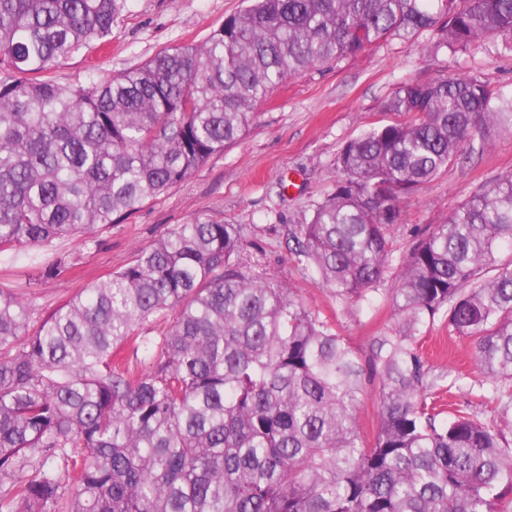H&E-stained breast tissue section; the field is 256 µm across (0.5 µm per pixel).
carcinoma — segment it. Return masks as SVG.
I'll return each mask as SVG.
<instances>
[{
  "label": "carcinoma",
  "instance_id": "carcinoma-1",
  "mask_svg": "<svg viewBox=\"0 0 512 512\" xmlns=\"http://www.w3.org/2000/svg\"><path fill=\"white\" fill-rule=\"evenodd\" d=\"M127 0H0V254L92 237L182 183L254 123L286 78L389 36L512 56V0H250L198 44L105 82L34 75L111 35ZM392 119L346 142L334 191L288 229L337 300L394 270L398 325L369 365L290 290L244 266L242 229L178 224L60 304L0 288V512H508L512 506V171L393 264L401 202L475 137L512 126L477 76L409 80ZM58 252L41 269L74 266ZM144 368L113 362L137 327ZM507 398L494 424L444 409L417 342L435 318ZM377 383L373 439L357 410Z\"/></svg>",
  "mask_w": 512,
  "mask_h": 512
}]
</instances>
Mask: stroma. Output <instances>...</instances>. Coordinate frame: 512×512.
Returning <instances> with one entry per match:
<instances>
[{"mask_svg":"<svg viewBox=\"0 0 512 512\" xmlns=\"http://www.w3.org/2000/svg\"><path fill=\"white\" fill-rule=\"evenodd\" d=\"M246 0H128L121 21L105 43L81 50L51 70L61 84L104 81L142 66L165 48L203 40ZM425 35L390 37L363 52L289 77L258 105L251 129L188 180L145 202L121 223L98 233L96 241L72 238L28 247L0 259V287L33 301L36 318L128 265L139 249L151 246L175 225L198 217L242 228L248 242L243 263L289 288L306 307L326 320L367 362L376 337L392 332V273L377 284L373 305L343 304L321 287L289 253L287 227L299 224L334 188L342 146L364 129L380 124L379 103L404 81L449 74L477 75L489 85L512 90V57L485 54L431 56ZM487 148L465 150L460 159L406 199L391 227L395 257L406 255L432 225L491 178L512 171V132L495 129ZM65 250L76 266L65 276L39 278L37 265ZM419 353L433 373H445L452 404L480 419H494L497 397L480 384L468 340L452 337L443 318L421 337Z\"/></svg>","mask_w":512,"mask_h":512,"instance_id":"35a3bbf8","label":"stroma"}]
</instances>
